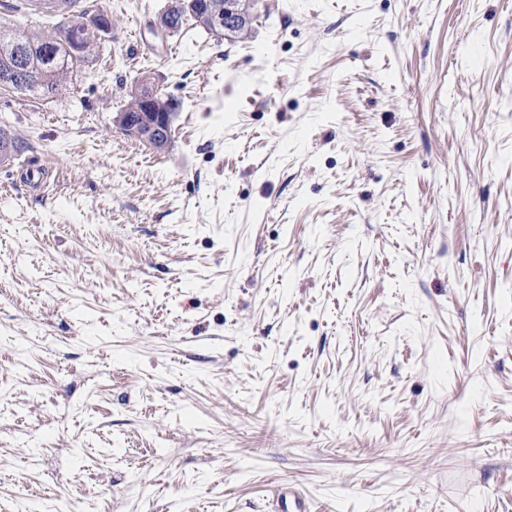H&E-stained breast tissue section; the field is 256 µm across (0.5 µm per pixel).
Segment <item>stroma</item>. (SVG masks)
I'll return each instance as SVG.
<instances>
[{
  "label": "stroma",
  "instance_id": "obj_1",
  "mask_svg": "<svg viewBox=\"0 0 512 512\" xmlns=\"http://www.w3.org/2000/svg\"><path fill=\"white\" fill-rule=\"evenodd\" d=\"M83 2L70 90H0V512H512V0ZM249 3L251 9H241L237 0H170L164 13L159 14L153 24V29L162 35L169 34L182 21L181 27L188 17L196 23L191 14H200L211 28L222 32L225 37L234 33L237 28H251L255 21V7L258 1ZM134 96L141 105L138 114L132 115L135 102L130 96V102L122 110L117 112L115 123L125 135H131L156 150H162L169 146L172 136L173 121L176 112L175 104L170 103V108L158 110L162 100L167 97L161 94L155 87L151 75L143 76L134 88Z\"/></svg>",
  "mask_w": 512,
  "mask_h": 512
}]
</instances>
